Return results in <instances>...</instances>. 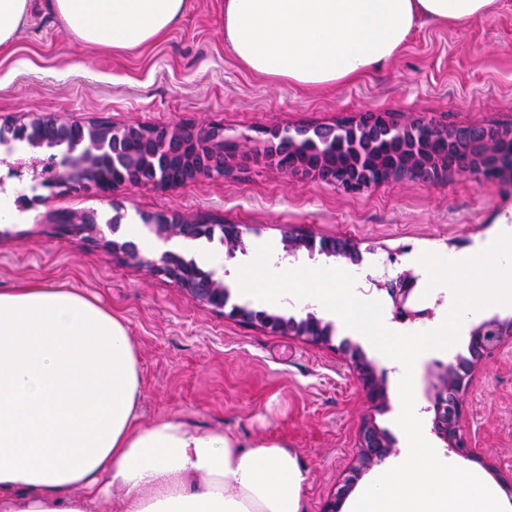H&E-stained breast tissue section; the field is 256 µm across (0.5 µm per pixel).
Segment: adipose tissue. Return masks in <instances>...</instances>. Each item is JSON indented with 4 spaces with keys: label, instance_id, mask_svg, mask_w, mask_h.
Here are the masks:
<instances>
[{
    "label": "adipose tissue",
    "instance_id": "ef3b65f1",
    "mask_svg": "<svg viewBox=\"0 0 512 512\" xmlns=\"http://www.w3.org/2000/svg\"><path fill=\"white\" fill-rule=\"evenodd\" d=\"M494 0H224V40L267 79L352 80L394 58L418 22ZM85 46L130 50L187 0H49ZM125 323L76 288L0 290V512H302L297 455L173 416L142 423Z\"/></svg>",
    "mask_w": 512,
    "mask_h": 512
}]
</instances>
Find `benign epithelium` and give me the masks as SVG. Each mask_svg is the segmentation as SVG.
<instances>
[{
    "mask_svg": "<svg viewBox=\"0 0 512 512\" xmlns=\"http://www.w3.org/2000/svg\"><path fill=\"white\" fill-rule=\"evenodd\" d=\"M421 127L445 140L448 153L436 154L420 142L417 131ZM0 130L6 132L0 137V150L4 154L0 162L9 166L10 175L21 176L25 161L18 159L11 163L9 157L20 150L32 154L45 149L49 151L46 158L32 156L30 162L33 165L41 163L43 169L50 170L47 183L68 184L104 196L121 188L152 186L169 189L201 178L222 176L238 148L237 143L224 138L221 125L205 130L186 123L117 127L107 121L86 123L73 119L62 122L46 114L28 122L1 124ZM319 133L328 145L341 139L338 150L305 151L302 149L305 130L286 128L270 132L273 142L267 155L285 174L311 176L330 184L336 183V167L342 160L356 173L355 179L344 183L351 191L405 178H419L434 185L457 172H468L483 180L512 177V155L505 157L501 151L503 144H512V125L441 127L421 119L401 124L371 115L322 126ZM340 154L343 155L341 160L338 159ZM143 220L164 246L174 238H201L211 229V225L203 220L189 221L177 214L145 216ZM119 221L120 216L116 215L103 226L97 213L92 211L65 218L60 225L72 235L95 240L112 252L122 254L127 261L167 277L212 310L224 313V278L219 270L205 271L194 261L168 248L148 256L136 242L114 238L119 231ZM222 229L224 244L231 256L242 244V232L236 224H225ZM107 232L113 238H106ZM284 243L287 257L295 258L305 250L311 255L352 254L360 258L357 245L346 238L318 239L291 229L285 231ZM413 286L414 277L409 273H401L380 284L392 301L394 319L400 322L414 321L422 316L419 311L406 307ZM230 316L308 342L328 346L332 342V325L312 313L298 320L237 308ZM509 340H512V317L493 316L480 322L470 331L469 356L457 357L440 366L436 382L427 392L429 406L425 411L433 413L434 434L459 455L476 457L460 427L463 398L472 374ZM337 351L350 361L372 406L376 409L383 407L387 401L386 369L366 360L349 343H341ZM358 448L357 466L325 502L322 512H340L343 500L363 471L393 454L395 443L369 416L360 426Z\"/></svg>",
    "mask_w": 512,
    "mask_h": 512,
    "instance_id": "1",
    "label": "benign epithelium"
}]
</instances>
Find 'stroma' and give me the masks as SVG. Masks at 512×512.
<instances>
[{
	"label": "stroma",
	"mask_w": 512,
	"mask_h": 512,
	"mask_svg": "<svg viewBox=\"0 0 512 512\" xmlns=\"http://www.w3.org/2000/svg\"><path fill=\"white\" fill-rule=\"evenodd\" d=\"M224 0H190L178 25L134 51L84 46L48 8L31 11L8 45L0 47V117L56 114L116 126L189 122L220 124L243 139V156L224 176L157 190L135 187L103 198L64 186L34 185L0 166V202L17 220L0 228V289L24 283L78 288L121 317L142 369L140 416H171L235 432L243 442L268 438L297 454L304 475L302 512H321L356 464L358 432L367 417L403 445L395 420L400 373L368 339L335 314L331 346L274 333L212 311L169 279L132 265L101 245L63 234L64 215L176 213L237 224L242 247L228 254L219 240L197 239L186 258L224 267L229 305L304 317V306L265 305L240 292L238 269L256 244L283 247L293 228L316 236L353 239L365 266L390 274L416 273L422 253H466L491 240L501 214L512 210V183L454 174L429 185L408 178L347 191L322 180L281 174L266 158L271 130L333 125L368 113L439 125H512V0H496L479 18L416 26L382 68L329 87L262 79L244 69L224 41ZM512 309L487 307L464 320L457 342L431 349L416 362L415 404L430 424L427 390L437 363L466 355L472 325ZM358 346L384 368L390 400L373 411L356 374L335 347ZM461 430L476 453L447 452L454 465L475 468L512 502V344L476 370L464 397Z\"/></svg>",
	"instance_id": "1"
}]
</instances>
